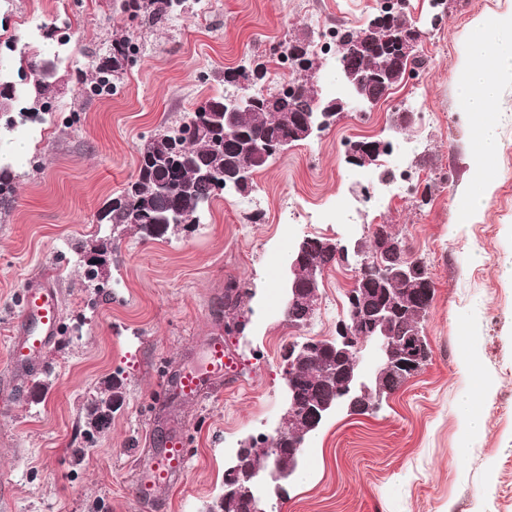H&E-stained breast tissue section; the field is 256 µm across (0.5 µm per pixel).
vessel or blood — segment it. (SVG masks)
I'll use <instances>...</instances> for the list:
<instances>
[{
	"label": "vessel or blood",
	"instance_id": "1",
	"mask_svg": "<svg viewBox=\"0 0 512 512\" xmlns=\"http://www.w3.org/2000/svg\"><path fill=\"white\" fill-rule=\"evenodd\" d=\"M61 296L58 288L44 280L29 281L19 298V313L12 326L6 368L11 373L33 370L41 352L57 336ZM233 360L224 357V342L206 343L201 359L190 369L175 374L166 385L168 395L184 402L223 390L225 379L235 378ZM183 435L168 433L162 448L141 465L136 474L138 498L143 505L168 499L176 476L188 465Z\"/></svg>",
	"mask_w": 512,
	"mask_h": 512
}]
</instances>
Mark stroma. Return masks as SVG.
<instances>
[{
    "instance_id": "1",
    "label": "stroma",
    "mask_w": 512,
    "mask_h": 512,
    "mask_svg": "<svg viewBox=\"0 0 512 512\" xmlns=\"http://www.w3.org/2000/svg\"><path fill=\"white\" fill-rule=\"evenodd\" d=\"M506 0H404L422 32V66L376 108L351 106L323 132L271 159L248 194H217L199 223L145 240L119 232L118 250L98 289L84 284L75 249L94 239L98 216L137 170L139 150L189 120L206 98L229 93L224 74L271 64L296 40L317 44L328 27L359 28L374 0H185L173 18H129L108 0H13L0 14V61L13 49L43 54L58 12L74 17L61 53L62 91L29 141L12 157V199L0 203V363L7 359L17 300L41 272L61 291V329L38 367L0 387V512H144L135 473L169 429L182 432L189 464L153 512H208L224 492L226 462L245 439L284 413L283 355L289 345L330 338L353 283L350 263L325 268L317 310L289 326L268 309L294 245L307 237L368 242L376 225L403 239L425 262L435 294L424 321L427 364L365 414L339 409L309 439L282 512H512V90L497 106L498 179L479 218L458 204L470 176L475 130L458 102L456 68L472 20ZM137 46L112 95L83 92L79 72L105 61L115 33ZM413 123L396 128V113ZM365 138L390 142L377 165L345 160ZM417 171L415 187L387 193L380 175ZM237 284V307L224 305ZM240 371L222 394L193 402L165 395L167 376L195 364L212 338ZM478 363L460 366L468 340ZM118 380L123 403L84 455L91 402ZM491 380V395L478 384ZM473 397L484 432L466 460L452 449L460 401Z\"/></svg>"
}]
</instances>
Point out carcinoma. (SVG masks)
Here are the masks:
<instances>
[{
	"label": "carcinoma",
	"instance_id": "obj_1",
	"mask_svg": "<svg viewBox=\"0 0 512 512\" xmlns=\"http://www.w3.org/2000/svg\"><path fill=\"white\" fill-rule=\"evenodd\" d=\"M183 0H151L150 8H145L143 0H118L116 7L137 17L150 11V17L156 21L170 17L181 6ZM387 61L370 49L367 53L355 56L343 54L340 71L349 69H367ZM45 59L28 58L24 52L11 70L0 72V117H5L4 128L10 130L15 125L13 116L25 121L38 119L47 111L48 102L55 88L53 79L41 76V67ZM80 83L84 89L112 86V71L107 65L96 67V74L81 75ZM288 86L278 90L281 107L276 109V124H271L269 109L266 107L267 96L253 94L258 108L253 112H244L239 118L238 128L248 133L270 129L283 136L295 124L299 112L314 103L315 94L310 92L299 98L288 95ZM187 123L167 128L163 133L149 140L147 150H139V161L135 179L128 183L123 194L111 202L98 217L102 224L114 226H136L141 234L155 240L164 237L170 226H161L154 221L157 216H170L174 213L192 224L196 215L207 207L215 196L208 179L203 177L207 169L215 175L226 174L238 164L239 158L235 144L223 135V129L210 131L207 137L188 140L185 138ZM166 181L171 190L165 194L155 192V182ZM14 192V175L10 166L0 165V200H7ZM306 246L311 257L318 265L326 268L339 261L336 251L323 247V240L307 239ZM392 294L404 299L399 313L391 322L390 332L395 342L413 339L422 328V320L431 307L434 289L432 282L422 283L417 276L405 283L392 284ZM334 366L331 358H324L320 369L315 372H301V389L305 396L318 400L333 398ZM410 376L409 370L398 366L383 368L370 383L375 394L392 393L398 390ZM111 394L97 401L88 413L87 424L100 431L112 420L113 404L122 395L121 384L114 381L110 387Z\"/></svg>",
	"mask_w": 512,
	"mask_h": 512
}]
</instances>
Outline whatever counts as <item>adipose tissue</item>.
Returning <instances> with one entry per match:
<instances>
[{
    "mask_svg": "<svg viewBox=\"0 0 512 512\" xmlns=\"http://www.w3.org/2000/svg\"><path fill=\"white\" fill-rule=\"evenodd\" d=\"M512 87V7L492 17L475 18L459 66L458 96L475 128L472 189L460 199L469 217H477L497 182L495 160L500 150L498 115L494 106Z\"/></svg>",
    "mask_w": 512,
    "mask_h": 512,
    "instance_id": "obj_1",
    "label": "adipose tissue"
}]
</instances>
